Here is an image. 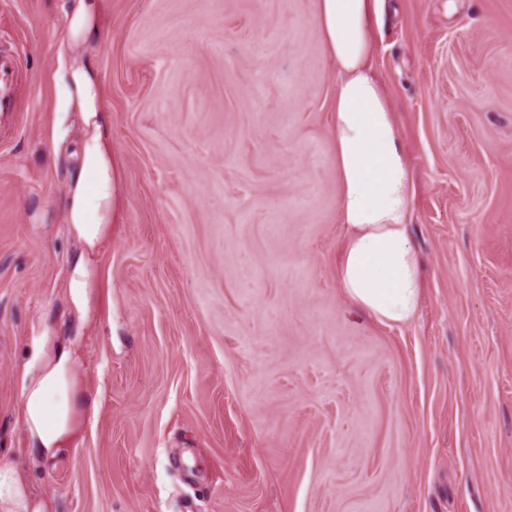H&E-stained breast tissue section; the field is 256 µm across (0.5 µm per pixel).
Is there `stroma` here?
<instances>
[{
    "mask_svg": "<svg viewBox=\"0 0 512 512\" xmlns=\"http://www.w3.org/2000/svg\"><path fill=\"white\" fill-rule=\"evenodd\" d=\"M61 0H0V463L54 512H512V0H386L373 37L415 196L417 316L339 283L337 76L317 0H107L123 210L76 329L71 161L48 147ZM51 314L95 424L35 462L16 414ZM20 81L17 59L0 54V109L9 112L16 97Z\"/></svg>",
    "mask_w": 512,
    "mask_h": 512,
    "instance_id": "35a3bbf8",
    "label": "stroma"
}]
</instances>
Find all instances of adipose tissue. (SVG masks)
Segmentation results:
<instances>
[{"mask_svg":"<svg viewBox=\"0 0 512 512\" xmlns=\"http://www.w3.org/2000/svg\"><path fill=\"white\" fill-rule=\"evenodd\" d=\"M382 3L317 0V22L338 75L331 124L339 220L348 230L338 259L339 282L354 306L397 327L417 315L423 284L411 241L413 175L387 91L371 67ZM104 11L105 0H64L65 29L51 74L57 108L49 147L68 146L73 159L63 215L76 249L66 266L65 294L81 326L99 314V251L121 214V161L112 148V117L103 107L94 60ZM72 112L80 129L68 144L62 125ZM39 327L23 367L18 416L31 448L52 460L96 422L100 401L85 389L75 342L59 336L49 317H41ZM0 512H53V504L4 463Z\"/></svg>","mask_w":512,"mask_h":512,"instance_id":"ef3b65f1","label":"adipose tissue"}]
</instances>
